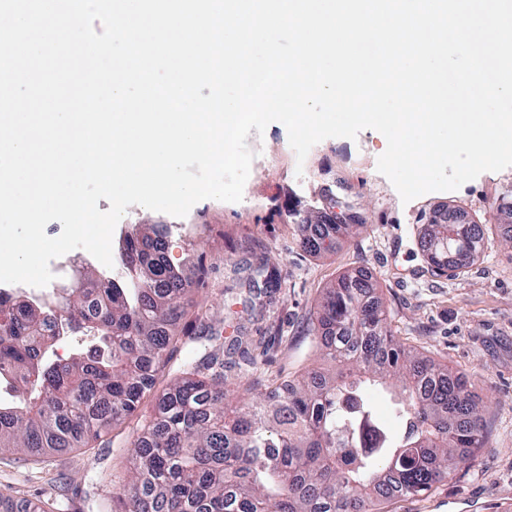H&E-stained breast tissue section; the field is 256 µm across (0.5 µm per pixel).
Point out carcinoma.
Returning a JSON list of instances; mask_svg holds the SVG:
<instances>
[{
	"label": "carcinoma",
	"instance_id": "1",
	"mask_svg": "<svg viewBox=\"0 0 512 512\" xmlns=\"http://www.w3.org/2000/svg\"><path fill=\"white\" fill-rule=\"evenodd\" d=\"M300 223L310 254L356 230L333 210ZM484 239L483 224L437 221L424 247L437 272L461 271ZM119 251L122 276L104 288L78 270L53 301L0 299V383L23 403L0 404L1 455L99 438L138 410L168 362L192 276L169 261L152 227ZM249 286L281 287L279 269L263 260ZM373 290L360 272L326 289L310 335L330 368L286 383L284 395L277 386L247 399L213 381L203 370L214 354L171 381L132 443L124 512H378L393 497L428 492L484 447L486 419L467 376L400 342ZM69 336L90 344L49 360V347ZM378 386L396 389L395 441L368 406Z\"/></svg>",
	"mask_w": 512,
	"mask_h": 512
}]
</instances>
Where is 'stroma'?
<instances>
[{
  "instance_id": "35a3bbf8",
  "label": "stroma",
  "mask_w": 512,
  "mask_h": 512,
  "mask_svg": "<svg viewBox=\"0 0 512 512\" xmlns=\"http://www.w3.org/2000/svg\"><path fill=\"white\" fill-rule=\"evenodd\" d=\"M247 144L255 158L242 201L206 199L182 218L133 205L116 226L120 233L165 226L169 260L200 280L182 298L183 325L210 337L228 382L258 392L268 379L288 380L321 364L307 321L341 274L367 272L399 339L468 375L489 425L485 448L445 482L391 499L381 512H512V249L501 237L505 226L487 227L478 259L457 275L433 271L418 245L431 209L465 211L478 224L490 220L488 205L512 186V167L405 203L377 169L387 142L376 130L325 139L302 162L278 122L250 133ZM333 205L356 206L362 227L329 252L305 253L304 230L290 223L288 210ZM263 256L278 265L280 288H249L246 267ZM236 339L250 358L231 350ZM153 403L145 394L133 416L88 446L0 457V493L43 512H121L113 495Z\"/></svg>"
}]
</instances>
